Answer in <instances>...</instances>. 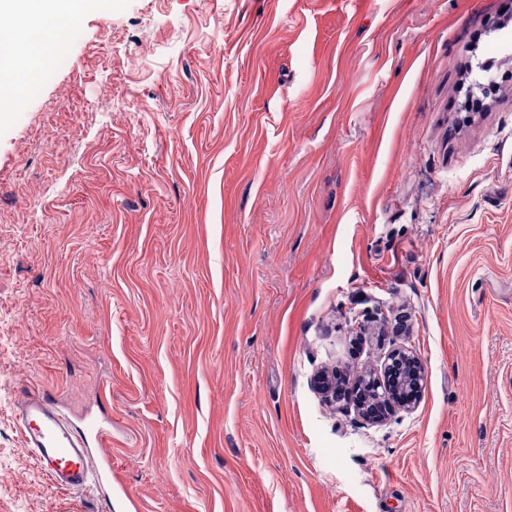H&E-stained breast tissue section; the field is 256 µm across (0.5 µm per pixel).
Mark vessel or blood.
Wrapping results in <instances>:
<instances>
[{"label": "vessel or blood", "instance_id": "obj_1", "mask_svg": "<svg viewBox=\"0 0 512 512\" xmlns=\"http://www.w3.org/2000/svg\"><path fill=\"white\" fill-rule=\"evenodd\" d=\"M16 398L24 443L53 485L111 498L112 467L96 464L93 458L94 449L106 447L112 439L101 423L89 416L79 430H71L50 397L24 383Z\"/></svg>", "mask_w": 512, "mask_h": 512}]
</instances>
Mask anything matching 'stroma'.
<instances>
[{
	"mask_svg": "<svg viewBox=\"0 0 512 512\" xmlns=\"http://www.w3.org/2000/svg\"><path fill=\"white\" fill-rule=\"evenodd\" d=\"M512 0H115L0 114V512H103L17 386L105 408L116 512H512ZM385 304L406 331L354 314ZM400 342L417 407L312 387Z\"/></svg>",
	"mask_w": 512,
	"mask_h": 512,
	"instance_id": "35a3bbf8",
	"label": "stroma"
}]
</instances>
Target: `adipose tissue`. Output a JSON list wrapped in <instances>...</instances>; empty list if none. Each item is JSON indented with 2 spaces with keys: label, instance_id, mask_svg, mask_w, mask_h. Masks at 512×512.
I'll return each instance as SVG.
<instances>
[{
  "label": "adipose tissue",
  "instance_id": "ef3b65f1",
  "mask_svg": "<svg viewBox=\"0 0 512 512\" xmlns=\"http://www.w3.org/2000/svg\"><path fill=\"white\" fill-rule=\"evenodd\" d=\"M101 0H0V112L16 107L34 89L54 57L55 44L67 24Z\"/></svg>",
  "mask_w": 512,
  "mask_h": 512
}]
</instances>
